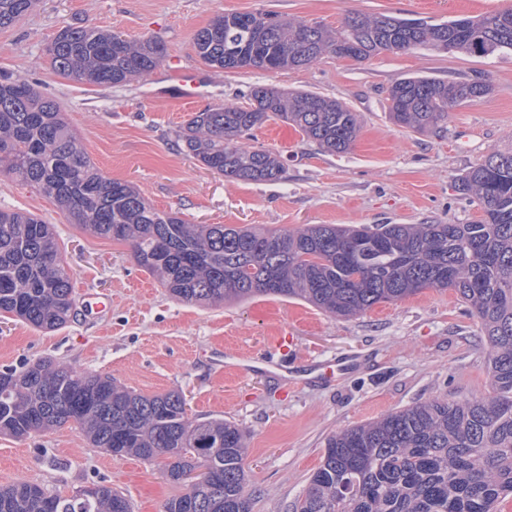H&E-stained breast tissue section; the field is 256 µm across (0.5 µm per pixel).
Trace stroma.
I'll return each mask as SVG.
<instances>
[{
    "label": "stroma",
    "instance_id": "35a3bbf8",
    "mask_svg": "<svg viewBox=\"0 0 512 512\" xmlns=\"http://www.w3.org/2000/svg\"><path fill=\"white\" fill-rule=\"evenodd\" d=\"M508 7L512 0H39L0 30V75L52 95L95 167L191 224H466L481 210L458 190L459 178L491 152L512 147V52L486 59L414 49L362 61L326 54L292 70L225 72L204 66L193 40L228 12L335 28L354 12L439 23ZM68 25L157 38L165 60L148 78L107 90L58 76L46 48ZM177 70L196 77L192 98L163 97ZM410 76L483 78L492 91L420 134L396 125L387 111L388 89ZM259 85L340 100L359 114L361 132L347 152L329 154L291 125L265 123L249 143L280 157L285 174L274 182L225 179L180 150L178 131L194 112L248 105ZM0 208L55 224L78 303L71 320L51 332L0 313V368L52 357L144 395L182 391L190 415L223 418L245 431L253 512H293L332 434L418 402L490 392L488 347L451 290L428 289L349 319L264 296L221 307L185 304L137 266L126 244L68 223L37 188L0 177ZM90 294L110 299L105 317L86 312ZM325 363L342 364L334 380L322 378ZM20 479L66 494L107 485L126 496L132 512H160L185 491L163 463L110 455L71 426L27 438L0 435V485Z\"/></svg>",
    "mask_w": 512,
    "mask_h": 512
}]
</instances>
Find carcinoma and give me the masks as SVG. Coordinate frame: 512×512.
Here are the masks:
<instances>
[{
    "instance_id": "carcinoma-1",
    "label": "carcinoma",
    "mask_w": 512,
    "mask_h": 512,
    "mask_svg": "<svg viewBox=\"0 0 512 512\" xmlns=\"http://www.w3.org/2000/svg\"><path fill=\"white\" fill-rule=\"evenodd\" d=\"M35 0H0V29L22 20ZM347 46L362 61L418 47L484 58L512 51V8L442 23L353 13L332 30L261 12L226 13L199 30L194 47L222 70L294 69ZM52 70L111 88L151 75L164 61L154 38L127 39L97 27L66 26L47 48ZM492 91L481 80L405 78L388 89L393 122L414 132L439 127L454 106ZM278 119L329 154L348 151L358 113L317 93L256 86L247 107L195 112L179 147L227 179L271 182L285 168L274 153L243 145ZM0 176L34 185L90 233L129 245L135 262L176 299L221 305L271 296L303 300L339 317L362 314L430 288L468 306L488 348L491 393L433 399L327 438L295 512H497L512 497V149L490 153L458 180L478 202L470 224H310L268 230L189 224L157 210L125 181L97 169L57 102L24 80H0ZM72 269L47 221L0 210V312L38 330H56L75 307ZM66 424L94 448L167 460L177 481L199 461L214 480L169 498L162 512H252L243 469L245 434L221 419L189 418L178 391L137 394L109 376L51 358L0 370V434L29 437ZM219 437L221 446L208 440ZM126 497L106 485L70 495L19 481L0 486V512H117Z\"/></svg>"
}]
</instances>
